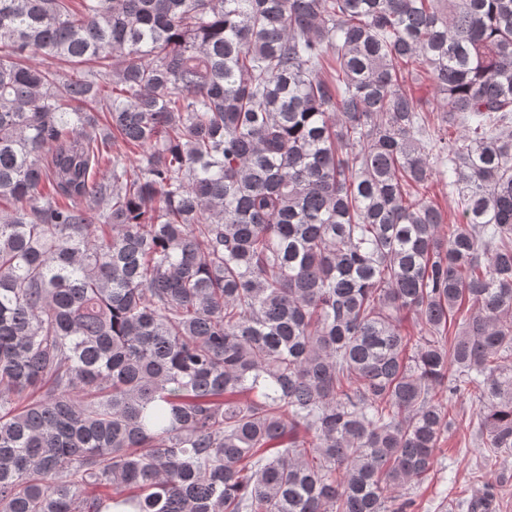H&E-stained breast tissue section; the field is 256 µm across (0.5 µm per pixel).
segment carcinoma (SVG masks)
<instances>
[{"instance_id": "carcinoma-1", "label": "carcinoma", "mask_w": 512, "mask_h": 512, "mask_svg": "<svg viewBox=\"0 0 512 512\" xmlns=\"http://www.w3.org/2000/svg\"><path fill=\"white\" fill-rule=\"evenodd\" d=\"M469 386L512 456V0H0V512H410ZM427 197L434 201L448 215V221L454 222L457 214V203L455 197L448 195V187L434 181L427 189Z\"/></svg>"}]
</instances>
